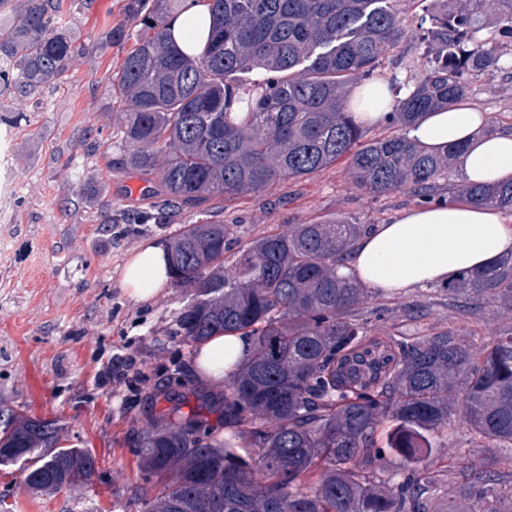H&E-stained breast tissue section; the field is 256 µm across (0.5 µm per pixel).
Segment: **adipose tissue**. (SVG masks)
Here are the masks:
<instances>
[{
  "label": "adipose tissue",
  "mask_w": 512,
  "mask_h": 512,
  "mask_svg": "<svg viewBox=\"0 0 512 512\" xmlns=\"http://www.w3.org/2000/svg\"><path fill=\"white\" fill-rule=\"evenodd\" d=\"M175 43L189 55L200 52L210 28L208 0H186L168 21ZM487 117L466 104L428 113L411 127L409 138L432 149L460 146L458 165L473 183L512 180V131H486ZM512 253V225L496 208L470 204L412 208L391 223L372 226L346 256L341 275L368 288L400 294L431 284H445L480 270ZM168 282L167 249L150 242L126 260L121 285L139 303L150 302ZM245 341L216 336L199 351L198 362L214 379L224 376V354L241 356Z\"/></svg>",
  "instance_id": "obj_1"
}]
</instances>
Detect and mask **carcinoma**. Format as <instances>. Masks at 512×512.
I'll use <instances>...</instances> for the list:
<instances>
[{
    "label": "carcinoma",
    "mask_w": 512,
    "mask_h": 512,
    "mask_svg": "<svg viewBox=\"0 0 512 512\" xmlns=\"http://www.w3.org/2000/svg\"><path fill=\"white\" fill-rule=\"evenodd\" d=\"M431 19L434 56L419 84L394 103L389 135L364 140L351 100L405 36L393 0H209L212 31L197 57L167 28L184 0H125L109 43L134 39L113 89L125 105L121 167L157 175L145 210L114 224H171L186 209L204 218L168 245L173 283L190 300L173 335L199 347L215 334L247 341L219 392L178 390L168 377L144 397L150 421L133 441L143 485L138 512H498L512 490V327L476 345L459 330L379 338L361 309L371 291L337 273L369 231L342 215L293 224L239 247L212 219L213 200L259 193L344 159L355 184L512 209V183H451L459 149L431 150L405 130L458 102L466 75L499 68L492 13L512 39V0H448ZM60 0H0V94L20 101L60 79L77 48L55 27ZM264 78L243 83L239 75ZM448 305L475 316L486 300L512 311V256L445 285ZM196 400L189 411L183 407ZM461 423L477 454L448 469L444 503L417 464L435 435ZM59 424L0 408V457H30L27 484L58 490L90 483L95 459L57 446ZM409 468L393 473L389 459Z\"/></svg>",
    "instance_id": "carcinoma-1"
}]
</instances>
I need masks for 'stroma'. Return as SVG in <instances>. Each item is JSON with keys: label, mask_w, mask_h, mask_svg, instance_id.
Here are the masks:
<instances>
[{"label": "stroma", "mask_w": 512, "mask_h": 512, "mask_svg": "<svg viewBox=\"0 0 512 512\" xmlns=\"http://www.w3.org/2000/svg\"><path fill=\"white\" fill-rule=\"evenodd\" d=\"M123 0H64L60 23L83 53L63 78L24 102L25 120L0 124V406L55 419L61 438L97 459L93 484L54 493L24 487L26 460L0 464V500L9 512H136L128 499L140 480L130 439L150 418L139 394L185 367L195 380L193 351L172 336L183 289L166 285L141 304L120 283L121 269L139 245L169 242L177 225L199 220L188 209L177 224L101 226L109 208L144 209L155 176L120 168L117 124L123 104L112 89L127 46L108 44L121 23ZM409 31L377 68L375 79L398 78L412 87L424 72L426 50L414 37L436 8L434 0H395ZM500 69L468 78L466 104L484 112L490 130L512 129V40L500 41ZM407 193L375 194L353 186L346 163L314 176L278 183L258 194L220 201L218 219L234 227L239 242L283 233L323 215L341 214L361 224H387L422 206ZM368 308L373 335H425L441 329L467 332L475 343L512 326V312L484 303L477 317L449 307L442 285L398 295L377 294ZM133 357L142 376L115 383L106 365ZM440 451L422 462L426 473L470 460L464 425L438 436Z\"/></svg>", "instance_id": "1"}]
</instances>
